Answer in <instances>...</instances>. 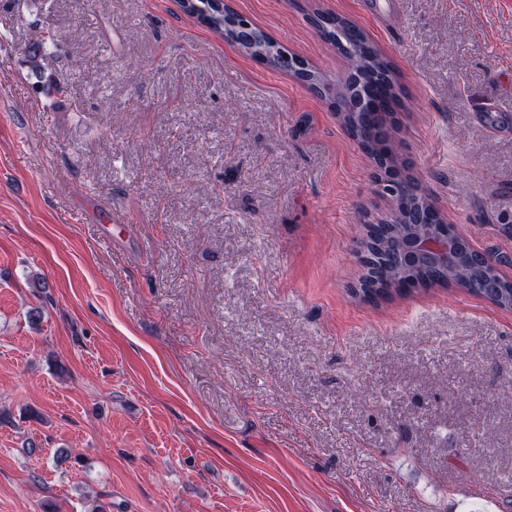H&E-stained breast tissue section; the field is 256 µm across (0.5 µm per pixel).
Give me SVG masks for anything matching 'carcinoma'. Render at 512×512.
<instances>
[{
  "label": "carcinoma",
  "instance_id": "cac0c4a2",
  "mask_svg": "<svg viewBox=\"0 0 512 512\" xmlns=\"http://www.w3.org/2000/svg\"><path fill=\"white\" fill-rule=\"evenodd\" d=\"M189 12L220 36H232L231 22L214 11L211 0H196ZM322 21L323 38L336 47L347 62L348 75L344 84L346 98L363 105V111L344 117V128L371 156H384L389 162L398 165L400 175L403 176V191L394 202V209L379 216V232L383 240L381 256L384 257L400 249L405 224L409 220L421 218L425 223L438 224L440 216L432 212L425 191L408 173L400 146L391 134L390 104L398 99L399 85L390 62L381 56L360 28L330 13L322 16ZM252 39L264 48L266 54L280 58V69L295 75L298 80L314 83L326 81L322 74L305 65V61L295 55L282 57L281 46L266 32L256 29ZM488 277V269H481L472 263L461 264L449 274V279L478 297L487 295L484 283Z\"/></svg>",
  "mask_w": 512,
  "mask_h": 512
}]
</instances>
